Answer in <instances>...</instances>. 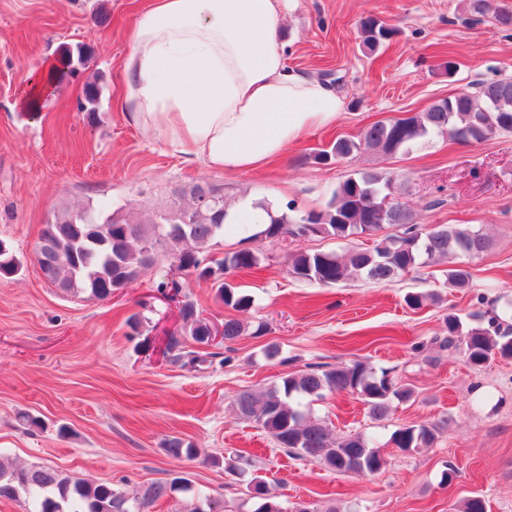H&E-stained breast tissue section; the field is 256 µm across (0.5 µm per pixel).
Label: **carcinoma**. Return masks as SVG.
Returning a JSON list of instances; mask_svg holds the SVG:
<instances>
[{"mask_svg": "<svg viewBox=\"0 0 512 512\" xmlns=\"http://www.w3.org/2000/svg\"><path fill=\"white\" fill-rule=\"evenodd\" d=\"M363 45L377 51L395 35L396 30L381 19L369 15L359 24ZM497 133H512V79L479 82L474 90H463L434 102L424 112L409 117L377 122L367 128L359 141L340 138L316 160L327 163L347 157L361 148L386 154L408 152L432 134H442L456 142H482ZM394 179L381 172L363 171L338 185L331 199L320 210H310L297 219L283 216L254 234L274 241L281 237L302 239L304 228L312 226L315 236L348 240L360 237L373 241L369 247L355 245L344 253L334 251H296L288 255V271L295 278L319 286H333L347 279L372 282L391 281L417 266H427L453 256L474 258L488 247L483 234L456 224L420 227L405 205L387 201ZM208 194L217 204L200 203ZM223 190L212 185H195L190 200L174 211L159 212L142 221L117 208L107 214L88 210H66L44 225L42 236L48 245L37 255L40 270L48 283L75 296L86 294L102 300L112 291L126 287L150 265L163 245L176 248L180 268L195 273L201 280L218 283L215 298L225 306L244 312L251 309L252 296L238 291L222 279L230 271L247 270L258 264V255L250 249L224 256L213 268L203 262V250L224 233ZM398 231L378 237L385 226ZM17 258L0 242V279L14 276ZM471 273L459 265L448 270V284L454 288L469 285ZM404 302L416 310L440 302L431 291L409 292ZM182 325L167 341L165 355L183 368L198 367L215 357L201 351L208 344L209 327L185 299L180 308ZM448 336L434 338L441 349H454L467 363L479 368L490 359L512 358V325L493 314L487 325L472 324L450 313L444 318ZM224 342L230 343L244 332L234 317L224 319ZM352 392L366 405L369 417L381 422L393 411L394 402L410 400L414 392L400 384L384 369L376 374L361 361L325 370L289 373L281 383L265 391H242L234 401L238 419L255 424L267 433L277 447L301 460H315L339 473H376L387 461L380 449L363 434L333 436L323 421L302 409V399H323L328 394ZM438 435L435 425H404L390 437L402 449L429 448ZM163 451L174 458H192L194 445L173 437L165 440ZM245 457H224V472L245 476ZM186 478L153 482L141 493L129 496L110 482L91 483L74 479L48 465L29 468L10 467L0 461V498L24 499L28 512H145V509L176 492H186ZM246 491L262 500L255 512H288L266 482L254 476ZM189 512H224V500L197 494Z\"/></svg>", "mask_w": 512, "mask_h": 512, "instance_id": "carcinoma-1", "label": "carcinoma"}]
</instances>
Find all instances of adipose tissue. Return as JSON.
I'll list each match as a JSON object with an SVG mask.
<instances>
[{"label": "adipose tissue", "instance_id": "adipose-tissue-1", "mask_svg": "<svg viewBox=\"0 0 512 512\" xmlns=\"http://www.w3.org/2000/svg\"><path fill=\"white\" fill-rule=\"evenodd\" d=\"M287 13L288 0H151L122 63L128 121L224 172L260 170L334 123L341 96L289 67L277 40ZM282 213L245 197L226 206L224 233L247 237Z\"/></svg>", "mask_w": 512, "mask_h": 512}]
</instances>
